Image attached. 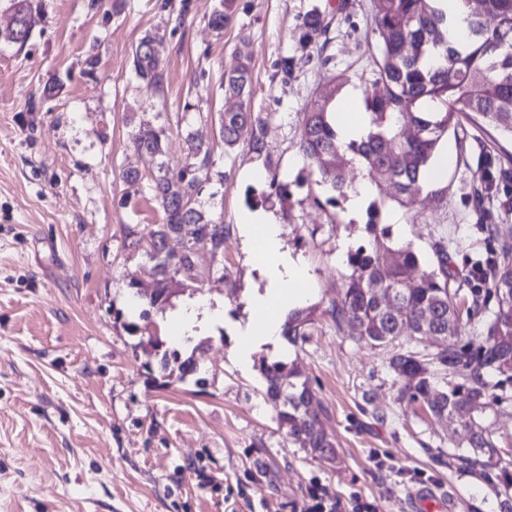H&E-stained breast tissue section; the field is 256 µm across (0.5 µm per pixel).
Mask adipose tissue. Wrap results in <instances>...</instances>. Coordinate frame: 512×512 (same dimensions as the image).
Segmentation results:
<instances>
[{"label": "adipose tissue", "mask_w": 512, "mask_h": 512, "mask_svg": "<svg viewBox=\"0 0 512 512\" xmlns=\"http://www.w3.org/2000/svg\"><path fill=\"white\" fill-rule=\"evenodd\" d=\"M242 226L250 251L259 250L274 257L273 263L263 265L261 269L264 289L252 293L248 299L252 319L237 328L241 338L238 352L241 359L247 362L262 346L277 344L284 309L299 306L309 297L306 288L309 275L299 260L284 251L282 228L274 215L266 212L246 215ZM218 316V309L209 304L188 301L171 313L170 321L178 336L185 339L197 335Z\"/></svg>", "instance_id": "1"}]
</instances>
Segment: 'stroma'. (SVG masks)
<instances>
[{
	"instance_id": "35a3bbf8",
	"label": "stroma",
	"mask_w": 512,
	"mask_h": 512,
	"mask_svg": "<svg viewBox=\"0 0 512 512\" xmlns=\"http://www.w3.org/2000/svg\"><path fill=\"white\" fill-rule=\"evenodd\" d=\"M219 0H31L36 23L24 46L0 45V512H407L412 489L455 498L457 512H502L490 476L512 472V381L482 417L497 453L488 474L449 467L464 443L458 423L435 421L398 399L391 352L357 343L324 315L349 272L342 248L366 243V212L331 191L298 151L307 104L323 76L348 71L363 94L374 68L366 35L370 0H232L223 32L209 18ZM315 12L336 16L321 63L298 35ZM148 32L159 47L164 89L132 72ZM249 57L248 104L265 118L262 153L225 151L215 117L227 107L226 71ZM163 127L171 168L185 137L214 147L227 174L219 210L224 253L200 252L207 277L178 285L141 321L129 278L154 286L152 262L124 234L148 232L163 213L149 189L161 160L138 152L140 124ZM444 175L407 211L379 203L382 223L427 263L446 246L461 293L479 283L477 262L512 248V164L491 133L467 125L448 138ZM139 172L128 186L121 171ZM493 175L484 213L474 209L481 171ZM287 183L280 202L271 181ZM277 215L285 248L308 267L316 318L303 347L280 341L241 363L233 334L259 284L239 231L248 212ZM224 304V321L178 347L167 311L184 300ZM161 337L162 351L149 345ZM194 359L181 377L163 350ZM296 363L313 391L330 457L300 448L265 395L261 361Z\"/></svg>"
}]
</instances>
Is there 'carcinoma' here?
Returning <instances> with one entry per match:
<instances>
[{"label": "carcinoma", "mask_w": 512, "mask_h": 512, "mask_svg": "<svg viewBox=\"0 0 512 512\" xmlns=\"http://www.w3.org/2000/svg\"><path fill=\"white\" fill-rule=\"evenodd\" d=\"M467 32L461 39L448 35V16L442 0H371L372 32L377 35L373 79L364 93L367 129L359 140L342 142L333 125L336 98L348 84L344 73L326 75L314 92L297 146L303 159L330 184L335 203L352 186L351 172H366L375 188L392 190V198L413 210L430 184V168L448 134L458 135L463 120L481 122L502 138L512 140V0H461ZM12 13L0 26V43L24 44L34 26L30 0H12ZM321 15L305 25L300 41L310 43L326 32ZM144 34L132 53L135 76L147 85L163 88L158 45ZM252 84L249 61L224 74V94L240 105L217 114L219 136L227 150L243 137L261 152L266 120L246 105ZM134 146L166 156L165 129L143 124L132 134ZM186 163L169 173L161 163L151 191L164 222L147 234L145 254L156 261L157 278L146 297L150 307L167 300V280L173 275L196 281L204 276L196 253L224 248L228 227L200 200L209 184L224 186V171L212 159V147L187 139ZM366 223L368 241L351 250L350 273L341 295L323 312L336 328L349 329L356 341L386 347L404 336L415 346L392 351L389 367L400 383L399 399L427 406L437 418L456 420L467 437L466 449L454 455L462 466L476 471L497 454L494 441L476 411L497 398L496 376L512 381V252L476 267L470 276L484 285L485 294L472 295L462 308L457 276L448 271V253L436 249L437 264L423 263L410 246L394 244L391 226L380 222L377 204L370 205ZM180 224H193V240L181 251L165 250L166 239ZM495 302L485 332L468 337L462 318H473L480 308ZM312 313L296 309L288 314L283 335L293 344L311 335ZM432 352L417 349L430 339ZM454 378L438 385L430 368ZM266 395L278 419L301 447L313 454L331 455L335 444L321 426L311 403L312 392L296 368L280 361L260 365Z\"/></svg>", "instance_id": "cac0c4a2"}]
</instances>
